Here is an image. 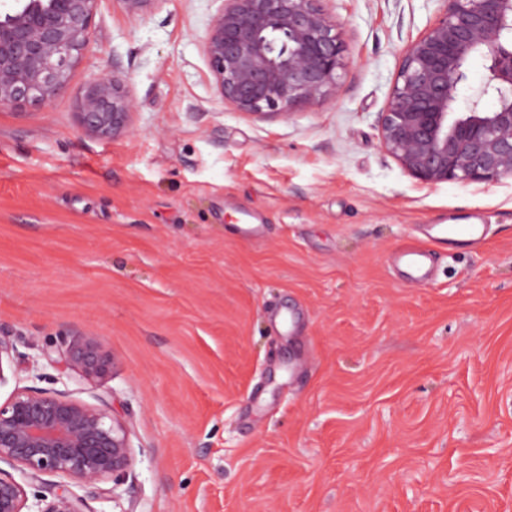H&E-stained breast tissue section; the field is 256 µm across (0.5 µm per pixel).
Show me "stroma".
I'll list each match as a JSON object with an SVG mask.
<instances>
[{
	"mask_svg": "<svg viewBox=\"0 0 512 512\" xmlns=\"http://www.w3.org/2000/svg\"><path fill=\"white\" fill-rule=\"evenodd\" d=\"M221 0H101L46 104L0 107V336L38 355L100 336L111 375L34 384L131 424L135 464L93 512H512V179L426 185L379 122L438 0H329L349 63L290 119L221 99L203 38ZM118 69L123 136L75 100ZM238 224H260L245 240ZM431 224L418 286L390 256ZM478 224H450L447 235L431 236L429 242L447 243L458 247H469L482 240V230Z\"/></svg>",
	"mask_w": 512,
	"mask_h": 512,
	"instance_id": "1",
	"label": "stroma"
}]
</instances>
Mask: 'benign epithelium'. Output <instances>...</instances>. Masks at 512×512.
I'll list each match as a JSON object with an SVG mask.
<instances>
[{"mask_svg": "<svg viewBox=\"0 0 512 512\" xmlns=\"http://www.w3.org/2000/svg\"><path fill=\"white\" fill-rule=\"evenodd\" d=\"M100 0H0V106L44 104L65 88L88 47ZM132 17L157 0H118ZM328 0H223L203 38L209 70L224 102L262 118L288 119L336 94L347 44ZM432 23L402 50L397 80L381 112L386 152L427 185L512 178V0H439ZM484 84L467 111L458 85L474 57ZM496 106L488 109L484 98ZM80 127L99 139L128 132L135 101L123 76L101 74L77 98ZM16 347L0 337V385ZM42 357L70 379L95 382L112 372V354L89 333L65 336ZM131 428L103 401L58 391L15 390L0 403V512H91L74 488L114 494L135 464ZM62 478L29 501L25 485ZM112 483L107 488L105 484Z\"/></svg>", "mask_w": 512, "mask_h": 512, "instance_id": "1", "label": "benign epithelium"}]
</instances>
